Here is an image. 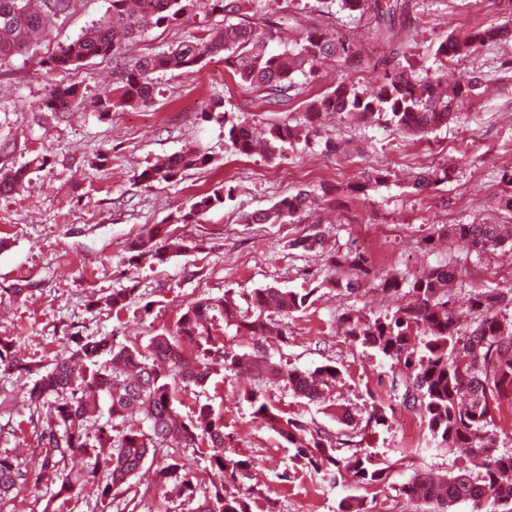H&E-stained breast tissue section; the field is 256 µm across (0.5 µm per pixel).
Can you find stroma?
I'll return each mask as SVG.
<instances>
[{
  "label": "stroma",
  "instance_id": "1",
  "mask_svg": "<svg viewBox=\"0 0 512 512\" xmlns=\"http://www.w3.org/2000/svg\"><path fill=\"white\" fill-rule=\"evenodd\" d=\"M109 0H77L74 11L33 39L27 54L0 65V168L23 167L27 173L13 194L0 195V342L14 343L19 355L48 365L71 336H108L118 346L146 349L151 338L174 330L180 316L197 302L232 292L248 309L256 291L274 287L302 293L312 290L306 309L289 315L271 312L286 333L264 346L282 370L314 371L332 365L340 379L330 400L316 403L288 388L263 390L275 412L303 421L328 437L337 457L359 449L389 466L385 480L361 485L335 478L295 460L294 448L262 417L247 398L255 387L243 372L215 368L202 387L175 384V405L192 414L210 403L224 417V446L229 455L249 461L225 493L243 498L249 512H338L342 500L358 499L369 512H425L423 502L403 495L401 486L417 472L455 475L474 461L437 447L419 414L403 402L406 374L376 350L351 342L338 328L341 314L371 317L392 313L404 297L375 288L346 295L323 287L329 277L323 253H364L378 275L421 276L454 259L465 285L512 287V251L475 256L461 239L445 240L434 250L421 241L434 225L496 222L512 224L498 211L502 172L512 170V42H489L475 56L440 66L433 57L439 35L497 23V0H409L408 16L392 26L427 68L443 69L448 86L467 83L474 74L489 80L485 94L455 107L448 126L424 137L388 125L346 127L333 112L321 115L343 151L331 154L323 140L300 142L276 159L237 154L224 135V117L268 127L297 123L307 103L331 91L345 76L372 89L371 75L359 67L325 61L318 78L299 79L297 93L281 106L266 103L263 93L243 89L222 56L206 59L190 72L157 75L154 102L147 108L97 112L103 89L120 85L122 73L109 58L88 61L80 69L46 74L38 62L76 39L109 9ZM270 17L287 15L285 38L304 28L361 35L360 22L340 13L330 18L321 0H294L267 7ZM220 15L186 14L179 24L151 27L129 44L127 57L151 55L223 24ZM77 84L84 102L76 112L40 109L49 84ZM196 147L210 164L185 172L177 183L147 187L135 175L156 158ZM447 166L450 177L436 190L418 193L408 185L413 171ZM386 180L365 183L371 169ZM363 184L362 192L350 185ZM231 186V200L185 224L181 216L194 199L218 185ZM320 185L330 193L314 213L294 224H245L242 215L271 207L297 189ZM320 227L324 251L291 248L293 239ZM192 242L189 253L163 263L146 258L131 263V246L148 231ZM128 288L126 309L95 306L112 289ZM387 407L386 425L368 424L371 404ZM352 424H344L342 412ZM23 449L25 465L39 470L35 427L22 401L0 415V450ZM162 457L147 461L139 476L102 501L85 497L77 512H190L176 494L155 491Z\"/></svg>",
  "mask_w": 512,
  "mask_h": 512
}]
</instances>
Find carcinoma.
I'll return each instance as SVG.
<instances>
[{"label":"carcinoma","mask_w":512,"mask_h":512,"mask_svg":"<svg viewBox=\"0 0 512 512\" xmlns=\"http://www.w3.org/2000/svg\"><path fill=\"white\" fill-rule=\"evenodd\" d=\"M506 21L500 25L475 29L466 34L449 33L436 43L435 56L448 61L470 57L484 42L512 37V0H498ZM76 0H0V65L29 48L30 35L49 30L54 19L69 14ZM339 10L367 19L364 31L375 40L391 42L380 23L403 9L401 0L383 6L380 0H325ZM263 0H111V9L50 56L39 61L46 73L68 72L93 58L110 57L123 67L122 85L100 94L97 110L109 112L125 106L148 107L153 103L154 75L160 71L189 72L204 59L224 54L226 67L234 72L239 85L247 90L268 93V103L278 104L296 87L295 78H313L322 59L336 57L347 66L363 61L362 43L355 36L327 38L318 31H303L291 45L276 50L280 23L263 17ZM197 9L207 15L220 13L224 26L204 31L180 42L161 55L125 60L123 46L138 37L147 23L158 27L177 23L187 12ZM237 19L233 23L229 18ZM374 89L366 91L350 78L336 81L332 91L309 103L307 125L274 124L260 134L257 128L237 123L224 114V132L234 150L250 155L259 150L268 157L293 144L321 134L318 118L323 112H336L358 123L382 120L399 130L425 134L445 126L460 97L479 95L484 77L473 76L464 86L439 91L441 80L419 76L420 65L404 44L393 49L389 59L374 63ZM84 99L75 84H50L41 108L51 112H69ZM210 163L207 153L193 148L167 156L145 167L138 175L140 183L178 182L189 169H201ZM26 170L0 172V193L19 188ZM448 180V168L422 169L413 175L412 188L425 192ZM232 198L227 186L215 188L192 204L181 216L183 223L197 218ZM323 195L317 188L300 189L276 202L270 209L244 216L247 224H292L317 210ZM459 237L469 242L478 255L491 250L512 248V237L501 225L487 222L443 225L425 239V247L434 245V237ZM294 249L312 252L323 246L320 231L290 242ZM186 250L165 238L137 241L130 262L138 263L150 255L163 261L173 250ZM334 274L327 283L347 294L365 288L372 281L369 259L361 252L333 255ZM462 271L452 262L438 266L428 274L407 280L387 276L378 287L390 295L406 291L408 303L390 315L367 317L355 312L338 319L342 335L373 348L403 365L415 391L409 406L415 409L437 446L461 456L481 459L482 470L437 477L415 473L402 487L408 497H420L438 506V512H451L459 502H468L472 512H483L486 503L494 512H512V452L502 451L496 435L489 430L494 412L504 404L512 406V318L503 311L512 308V288H472L460 301L454 292ZM133 292L120 288L97 299L116 311L125 309ZM314 290L304 294L264 288L255 294L254 311L243 315L233 295L227 291L215 301L205 300L187 309L173 334L152 337L147 352L128 346L116 347L112 337L71 336L64 351L48 368L22 362L0 344V370L24 373L35 379L24 384L21 394L30 414L47 405L41 418L37 445L41 468L32 474L17 455L0 454V505L15 491L28 485L53 486L54 512H74L87 493L105 500L112 490L129 483L148 459L169 441L166 462L156 472L158 487L172 488L184 501L195 504L191 512H248L238 497L224 494V481L236 479L249 462L226 455L223 417L216 416L210 404L198 405L192 416L181 415L174 404L169 379L191 386L207 384L211 371L198 359L188 356L186 346L200 349L213 343L208 327L210 312L224 315L227 328H244L262 338L272 334L264 311L273 308L288 315L307 307ZM463 315L474 319L469 335L459 334ZM221 368L250 374L259 384L283 381L294 395L318 401L339 379L332 365L311 373L281 371L261 349L250 354L222 353ZM108 402L109 419L131 421L118 436L105 435L100 420L101 400ZM255 413L278 427L280 435L295 448L294 458L314 469L332 468L341 478L356 484L374 485L386 477L372 454L359 450L348 458L332 454L329 439L313 434L301 421L285 418L272 411L258 390L249 393ZM205 445L214 475L222 482L214 492L196 498L197 473L191 459L181 454L184 448ZM80 457L82 469L68 468L69 460Z\"/></svg>","instance_id":"carcinoma-1"}]
</instances>
